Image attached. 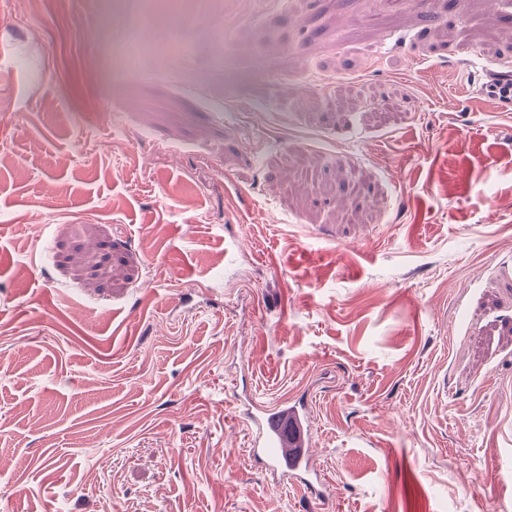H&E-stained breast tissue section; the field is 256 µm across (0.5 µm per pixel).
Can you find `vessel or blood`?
<instances>
[{
  "instance_id": "1",
  "label": "vessel or blood",
  "mask_w": 512,
  "mask_h": 512,
  "mask_svg": "<svg viewBox=\"0 0 512 512\" xmlns=\"http://www.w3.org/2000/svg\"><path fill=\"white\" fill-rule=\"evenodd\" d=\"M254 457L271 473L294 483H308L314 451L306 408L298 400L262 406L255 419Z\"/></svg>"
}]
</instances>
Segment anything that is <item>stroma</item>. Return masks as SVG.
<instances>
[{
  "instance_id": "stroma-1",
  "label": "stroma",
  "mask_w": 512,
  "mask_h": 512,
  "mask_svg": "<svg viewBox=\"0 0 512 512\" xmlns=\"http://www.w3.org/2000/svg\"><path fill=\"white\" fill-rule=\"evenodd\" d=\"M189 2L0 0V512H512V0ZM253 456L283 480L313 486L314 451L306 408L298 400L261 406L255 418Z\"/></svg>"
}]
</instances>
